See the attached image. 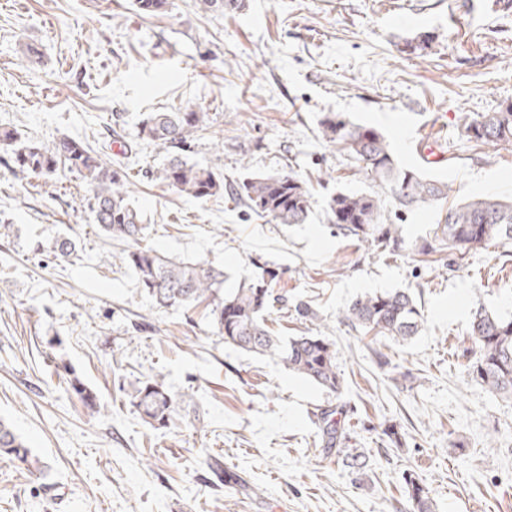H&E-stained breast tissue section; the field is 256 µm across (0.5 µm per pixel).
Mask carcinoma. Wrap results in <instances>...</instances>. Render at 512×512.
Returning <instances> with one entry per match:
<instances>
[{"mask_svg": "<svg viewBox=\"0 0 512 512\" xmlns=\"http://www.w3.org/2000/svg\"><path fill=\"white\" fill-rule=\"evenodd\" d=\"M168 0H135L137 9L154 17L166 12ZM203 11L236 12L244 0H198ZM209 113L188 108L176 112H151L141 122L139 137L166 150L156 178L167 186L196 199L229 193L261 217L278 224H304L311 212L308 185L286 172L248 173L234 186L211 166L191 162L187 153L198 132L209 126ZM322 138L340 145L363 164L372 181L390 190L406 209L448 200V182L416 169L402 168L394 159L390 142L378 130L354 124L338 115L320 121ZM465 135L487 145L512 142V101L493 112H484L464 126ZM0 144L11 149L20 170L37 177L67 171L79 177L91 195L95 224L111 239L124 241L127 248L119 262L133 269L141 289L165 307L205 305L206 318L224 343L257 354L268 353L291 372L333 394L341 393L342 378L336 366L335 344L319 334L277 336L267 325V316L280 301L275 289L263 281L244 280L224 290V272L199 263L174 262L142 244L144 226L139 212L128 201V173L106 162L85 141L62 137L46 145L23 139L12 130L0 131ZM333 224L386 248L400 241L398 226L389 222L378 193L337 192L328 201ZM435 238L459 251L481 248L491 242L512 241V201L494 197L472 199L447 208ZM342 321L376 336L406 343L417 336L422 314L413 296L402 290L368 293L341 313ZM474 359L473 378L490 393L512 399V318H503L482 308L470 322ZM131 404L141 419L154 429L167 428L176 414L175 398L159 375L137 382ZM343 407L323 409L317 414L324 451L343 456L346 466L362 469L361 456L344 453L341 445L347 429L339 415ZM0 454L13 456L35 470L45 468L11 425L0 420ZM411 512H433V500L420 477L404 476Z\"/></svg>", "mask_w": 512, "mask_h": 512, "instance_id": "obj_1", "label": "carcinoma"}]
</instances>
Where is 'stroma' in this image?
<instances>
[{"label":"stroma","instance_id":"obj_1","mask_svg":"<svg viewBox=\"0 0 512 512\" xmlns=\"http://www.w3.org/2000/svg\"><path fill=\"white\" fill-rule=\"evenodd\" d=\"M0 0V129L100 148L130 177L145 240L175 261L223 270L225 288L276 273L282 336L336 344L339 397L277 358L225 345L202 309L162 307L116 261L73 174L44 179L0 146V417L47 462L0 456V512H409L416 472L436 512H512V400L477 384L467 339L476 306L512 317V242L434 246L441 207L404 211L380 250L332 224L336 191L376 184L327 144L328 113L380 131L400 166L447 180L449 203L512 199V143L468 140L464 122L512 101V6L503 0H246L233 13L169 0ZM431 35L429 47L407 43ZM39 61H28L26 46ZM209 112L189 155L225 182L282 171L313 194L307 223L278 224L231 197L196 199L152 178L166 152L139 138L151 112ZM434 136L443 161L414 147ZM378 191V190H377ZM71 242L68 256L55 241ZM401 289L423 314L410 342L352 329L357 297ZM306 303L312 318L295 306ZM161 375L173 425L144 423L128 396ZM96 395L86 408L71 388ZM344 405L353 470L325 454L317 413ZM399 442H391L388 430Z\"/></svg>","mask_w":512,"mask_h":512}]
</instances>
